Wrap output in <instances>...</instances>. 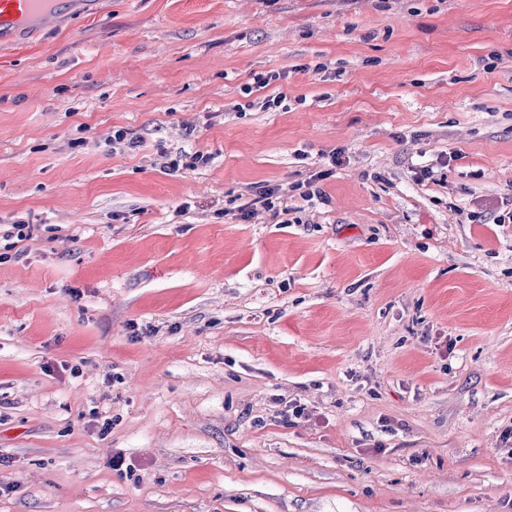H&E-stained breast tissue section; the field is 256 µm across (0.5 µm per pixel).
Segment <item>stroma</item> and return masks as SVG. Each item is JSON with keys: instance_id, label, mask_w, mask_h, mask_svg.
Here are the masks:
<instances>
[{"instance_id": "1", "label": "stroma", "mask_w": 512, "mask_h": 512, "mask_svg": "<svg viewBox=\"0 0 512 512\" xmlns=\"http://www.w3.org/2000/svg\"><path fill=\"white\" fill-rule=\"evenodd\" d=\"M264 183L286 223L225 217ZM508 212L512 0H102L0 45V512H512Z\"/></svg>"}]
</instances>
